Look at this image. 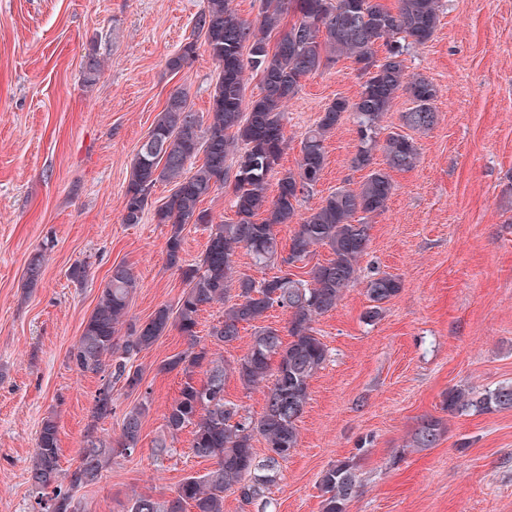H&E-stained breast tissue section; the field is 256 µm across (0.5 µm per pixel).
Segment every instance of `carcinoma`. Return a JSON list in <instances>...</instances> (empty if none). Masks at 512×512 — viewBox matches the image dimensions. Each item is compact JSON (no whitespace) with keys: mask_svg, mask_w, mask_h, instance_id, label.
Wrapping results in <instances>:
<instances>
[{"mask_svg":"<svg viewBox=\"0 0 512 512\" xmlns=\"http://www.w3.org/2000/svg\"><path fill=\"white\" fill-rule=\"evenodd\" d=\"M441 11V0H397L393 8L384 0H264L255 26L238 16L232 0H206L194 17L193 38L167 58L166 67L174 75L180 73L199 46H205L218 66L208 119L192 109L185 92H172L151 126L150 139L135 156L123 198V223L139 224L156 184L174 185L154 218L170 226L165 264L178 272L184 289L176 309L162 305L121 336L137 280L124 263L110 269L97 304L68 353V364L78 374L102 377L79 464L71 471L60 468L58 425L48 417L41 423L28 467V481L44 497L42 512H85L74 492L95 484L115 457L135 451L150 392L124 413L118 438L97 435V423L112 415L113 384L123 383L129 393L139 391L143 372L131 361L172 328L185 337L187 348L165 360L160 370L180 371L183 382L166 408V435L155 448L160 455L168 452L167 437L190 427L193 454L210 462V468L186 478L164 500L133 494L128 512H224L227 492L246 504L260 503L261 512H266L270 502L265 493L277 467L298 446V422L309 399V382L328 357L314 323L334 310L358 282L367 255L370 225L356 215L387 209L394 190L388 170L413 168L418 149L412 134L437 122V89L429 80L406 73L404 55L409 47L432 40ZM290 13L294 21L287 23ZM273 34L277 39L272 44ZM341 57L352 60L363 79L358 96L338 97L327 104L304 134L297 168L278 172L287 145L288 101L298 94L304 77ZM249 73L260 80V93L250 99L245 96ZM402 94L412 104L401 115L402 126L411 133L391 131L381 144L385 115ZM346 114L352 116L358 137L354 166H371L380 147L386 168L370 170L358 186H342L302 213L301 202L314 193L325 167V142ZM276 173L278 193L272 198L269 179ZM223 188L230 191L235 208L236 220L229 224L214 222L203 208V202ZM189 224L208 233L205 250L191 261L183 248ZM279 224L295 225L286 248L275 233ZM323 246L331 259L314 265L309 278L292 272L296 263ZM241 249L256 267L275 266L278 273L258 280L239 272L235 257ZM402 287L396 275H371L365 283L367 320H377ZM212 304L223 305L224 315L203 338L197 331L198 315ZM276 307L289 313L286 344L281 330L265 323L267 313ZM245 324L253 327L251 345L230 363L221 348L235 342ZM230 374L237 375L247 390H263L265 409L260 418L240 414V406L224 397ZM445 405L451 414L512 410V382L481 394L451 388ZM445 429L442 419L423 417L409 447L433 448ZM258 437L266 450L262 461L254 452ZM319 487L323 512H346L360 488L353 462L331 464Z\"/></svg>","mask_w":512,"mask_h":512,"instance_id":"carcinoma-1","label":"carcinoma"}]
</instances>
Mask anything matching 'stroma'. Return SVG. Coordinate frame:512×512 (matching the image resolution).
I'll use <instances>...</instances> for the list:
<instances>
[{"label": "stroma", "instance_id": "35a3bbf8", "mask_svg": "<svg viewBox=\"0 0 512 512\" xmlns=\"http://www.w3.org/2000/svg\"><path fill=\"white\" fill-rule=\"evenodd\" d=\"M431 41L406 71L437 89V123L417 135L415 167L392 172L386 211L371 218L363 273L399 276L401 293L368 322L363 284L315 327L330 358L314 375L299 443L266 493L271 512H322L319 481L354 460L362 487L347 512H512V411L449 415L450 388L479 392L512 381V0H442ZM204 0H0V512H40L27 468L44 417L59 426L60 465L77 466L101 385L67 356L112 265L136 279L129 322L176 306L184 284L165 264L168 227L146 212L122 221L133 161L173 89L207 115L218 69L206 50L179 74L166 59L191 33ZM101 68L85 81L83 62ZM344 59L310 74L286 108L281 168L296 169L321 108L356 98ZM350 118L326 140V163L302 211L367 175L353 166ZM45 262L36 284L26 266ZM85 264L83 284L68 277ZM170 331L135 360L151 395L141 441L99 482L77 491L86 512H127L132 494L171 495L204 472L182 431L154 444L181 376L160 371L183 351ZM426 416L446 419L438 445L407 442Z\"/></svg>", "mask_w": 512, "mask_h": 512}]
</instances>
